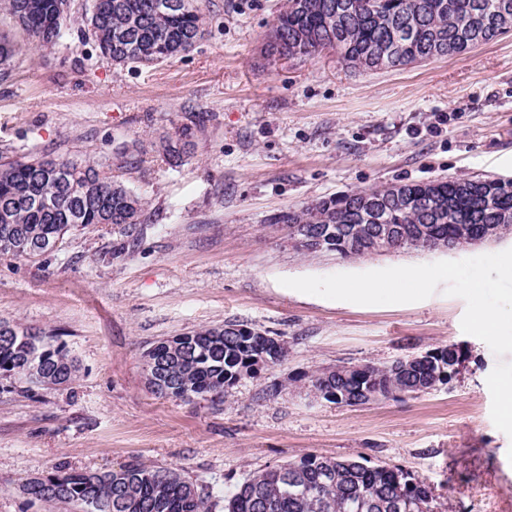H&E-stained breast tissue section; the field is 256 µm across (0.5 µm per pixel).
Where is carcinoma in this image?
<instances>
[{
	"label": "carcinoma",
	"mask_w": 512,
	"mask_h": 512,
	"mask_svg": "<svg viewBox=\"0 0 512 512\" xmlns=\"http://www.w3.org/2000/svg\"><path fill=\"white\" fill-rule=\"evenodd\" d=\"M0 10L23 35L0 32V64L31 48L50 47L64 37L68 0H0ZM512 17V0H285L271 26L270 57H310L326 46L354 70L404 67L421 58L452 59L508 33L495 22ZM87 37L100 55L118 64H159L189 52L204 33L199 0H92ZM191 128L164 138V158L179 167L190 158ZM415 182L403 197L378 188L343 198H320L274 216L270 224L314 231L320 252L349 257L344 246L368 237L378 224L392 227L383 251H425L435 238L474 234L487 224H512V183L492 179L440 180L424 204ZM375 199L369 208L364 200ZM143 198L97 166L69 157H32L0 163V255L32 259L59 251L78 224L143 223ZM187 345L167 356L156 376V394L179 400L219 395L258 374L254 358L272 363L287 349L242 324L201 327L185 333ZM68 387L79 362L41 330L14 327L0 334V378L27 392ZM448 348L436 355L399 358L390 364L328 367L311 376V387L345 406L367 404L366 392L413 397L448 383ZM23 492L42 501L89 507V512H213L219 505L207 485L178 470L134 458L104 472L60 468L32 477ZM223 512H434L431 486L386 465L368 466L306 454L275 469L246 476L222 494Z\"/></svg>",
	"instance_id": "cac0c4a2"
}]
</instances>
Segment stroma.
I'll use <instances>...</instances> for the list:
<instances>
[{"label": "stroma", "instance_id": "obj_1", "mask_svg": "<svg viewBox=\"0 0 512 512\" xmlns=\"http://www.w3.org/2000/svg\"><path fill=\"white\" fill-rule=\"evenodd\" d=\"M284 3L201 0L204 37L148 67L100 58L82 35L92 0H70L59 44L0 65V156L87 159L145 202L135 228L78 227L56 253L0 256V321L50 333L80 364L68 387L0 379V512H80L21 491L60 466L136 457L220 492L309 453L402 468L430 483L439 512H512V424L494 386L512 378V345L473 323L496 308L512 333V237L343 258L298 251L268 224L353 190L512 179V34L395 70H353L331 51L274 60L265 46ZM191 122L194 154L170 167L159 140ZM420 266L440 272L422 293L336 291L393 288ZM227 323L277 337L285 358L220 397L148 388L153 342ZM450 344L467 352L458 375L418 396L349 407L311 392L324 368Z\"/></svg>", "mask_w": 512, "mask_h": 512}]
</instances>
